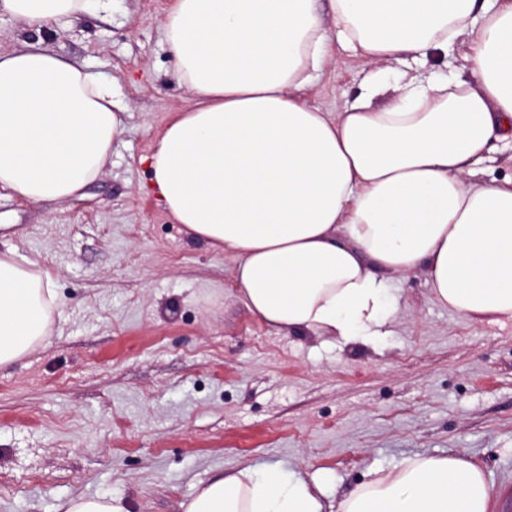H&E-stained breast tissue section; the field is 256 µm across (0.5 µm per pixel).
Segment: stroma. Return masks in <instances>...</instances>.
I'll list each match as a JSON object with an SVG mask.
<instances>
[{
	"label": "stroma",
	"mask_w": 512,
	"mask_h": 512,
	"mask_svg": "<svg viewBox=\"0 0 512 512\" xmlns=\"http://www.w3.org/2000/svg\"><path fill=\"white\" fill-rule=\"evenodd\" d=\"M172 0H111L35 33L0 10V46L41 40L112 78L128 104L106 174L59 205L0 190V250L40 259L60 306L37 349L0 367V512H62L78 495L180 512L221 475L280 464L336 504L374 468L462 453L512 491V322L439 304L393 278L401 311L376 347L286 334L239 297L230 256L141 192L145 155L184 104L160 20ZM362 65L305 96L328 112Z\"/></svg>",
	"instance_id": "stroma-1"
}]
</instances>
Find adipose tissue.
I'll return each instance as SVG.
<instances>
[{
	"label": "adipose tissue",
	"instance_id": "1",
	"mask_svg": "<svg viewBox=\"0 0 512 512\" xmlns=\"http://www.w3.org/2000/svg\"><path fill=\"white\" fill-rule=\"evenodd\" d=\"M102 0H0L24 28L98 11ZM173 0L161 20L187 93L149 157L170 218L235 259L247 308L268 326L376 346L393 334L391 276L423 273L434 298L512 321V179L483 182L494 140H512V0ZM454 72L408 77L430 55ZM360 58L343 111L303 94L314 74ZM390 93L389 103L373 101ZM125 107L103 72L40 43L0 52V188L31 203L79 197L105 173ZM58 307L37 259L0 251V366L33 352ZM498 496L459 454L415 456L336 512H492ZM182 512H325L323 493L278 465L201 488Z\"/></svg>",
	"mask_w": 512,
	"mask_h": 512
}]
</instances>
